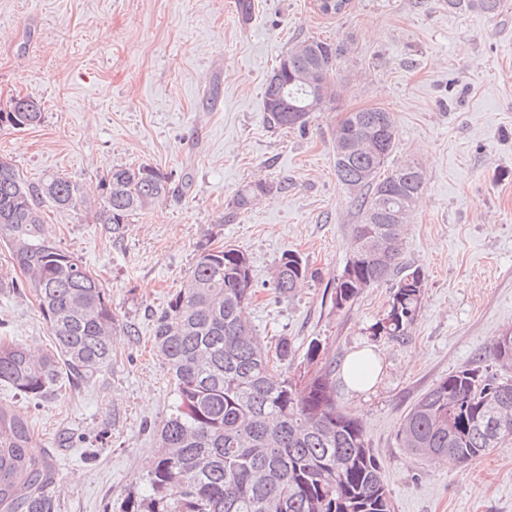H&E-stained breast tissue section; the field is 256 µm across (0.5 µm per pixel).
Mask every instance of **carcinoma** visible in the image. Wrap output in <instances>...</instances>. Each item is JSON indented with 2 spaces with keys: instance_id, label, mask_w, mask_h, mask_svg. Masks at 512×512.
Masks as SVG:
<instances>
[{
  "instance_id": "cac0c4a2",
  "label": "carcinoma",
  "mask_w": 512,
  "mask_h": 512,
  "mask_svg": "<svg viewBox=\"0 0 512 512\" xmlns=\"http://www.w3.org/2000/svg\"><path fill=\"white\" fill-rule=\"evenodd\" d=\"M503 0H448V9L495 13ZM316 50H311V47ZM340 48L305 42L282 59L288 70L264 87L267 123L278 129L307 124L315 97L298 79L318 73L325 87L314 111L333 95L330 74ZM14 130L41 123L31 97L15 115ZM387 128L378 150L359 149L335 158L336 177L353 196L360 215L354 247L334 286L340 310L367 288L395 280L389 308L376 334L402 339L416 320L424 295L420 268L403 262L406 224L389 215L409 214L426 184L422 169L405 162L386 169L397 139L393 116L382 107L350 112L336 138L358 139ZM94 201L77 182L54 175L21 178L0 158V243L26 276L27 288L47 322L54 348L41 357L22 344L0 340V384L32 399L54 391L60 375L88 379L112 365V336L120 329L109 294L72 253L47 240L41 207L85 210L110 234L130 217L161 205L175 192L171 178L148 164L119 166L99 182ZM269 192L258 182L241 189L232 208L244 209ZM309 269L287 251L276 264L275 292L282 298L304 287ZM253 295L248 257L230 246L202 250L179 290L155 321L154 344L171 375L174 402L155 431L159 460L148 491L129 497L121 512H391L389 490L361 424L339 410L334 361L323 360L320 341L306 357L315 370L298 385L273 381L269 351L246 310ZM512 438V343L496 338L486 358L448 375L410 408L399 429L403 448L426 458L467 465ZM27 419L0 406V512H57L48 493L55 470L29 453Z\"/></svg>"
}]
</instances>
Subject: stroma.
<instances>
[{
	"mask_svg": "<svg viewBox=\"0 0 512 512\" xmlns=\"http://www.w3.org/2000/svg\"><path fill=\"white\" fill-rule=\"evenodd\" d=\"M307 40L339 45L335 96L304 130L272 128L265 83ZM19 94L43 109L36 127L0 130V157L21 178L93 189L109 169L145 163L178 187L117 237L85 212L42 207L45 235L101 280L125 326L93 380H60L38 402L0 386V405L35 431L30 453L50 459L58 512H119L130 492L146 491L154 431L173 399L154 323L200 251L221 245L250 260L257 335L292 347L277 375H306L314 339L340 362L360 348L377 354L374 390L333 379L393 512H512V438L466 466L413 455L397 439L424 392L512 331V0L495 15L446 0H351L332 16L316 0H252L246 17L238 0H0V105ZM378 106L398 131L389 167L414 160L426 182L404 246L424 296L400 341L374 330L391 284L333 304L359 221L336 178L334 133L347 113ZM251 182L270 190L232 209ZM289 250L313 277L280 298L272 277ZM0 336L40 353L53 346L28 293L0 291Z\"/></svg>",
	"mask_w": 512,
	"mask_h": 512,
	"instance_id": "1",
	"label": "stroma"
}]
</instances>
